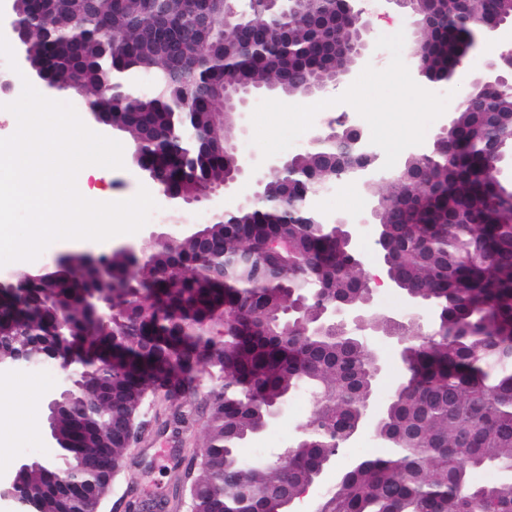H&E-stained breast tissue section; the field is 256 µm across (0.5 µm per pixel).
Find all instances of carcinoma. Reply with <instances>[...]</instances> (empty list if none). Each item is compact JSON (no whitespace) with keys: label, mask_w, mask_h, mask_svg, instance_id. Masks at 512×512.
I'll use <instances>...</instances> for the list:
<instances>
[{"label":"carcinoma","mask_w":512,"mask_h":512,"mask_svg":"<svg viewBox=\"0 0 512 512\" xmlns=\"http://www.w3.org/2000/svg\"><path fill=\"white\" fill-rule=\"evenodd\" d=\"M28 66L52 83L73 74L105 93L135 144L154 140L135 164L155 172L168 192L196 195L237 168L229 142L232 115L225 89L308 96L354 62L351 20L328 14L317 35L307 19L271 22L255 14L216 32L189 36L190 0H21ZM512 20V0L443 6L434 28L414 31L428 47L438 81L471 47L475 21ZM512 139V88L501 87L454 116L451 156L410 155L391 177L373 223L395 246L393 263L406 291L419 293L455 326L445 340L411 341L406 379L396 388L379 433L390 452L352 462L321 512H512V207L489 168L485 143ZM293 175L264 183L265 202L236 208L193 235L158 241L154 261L138 265L121 250L100 256L111 271L88 280L84 254L71 253L21 292L0 296V358L27 352L34 366L48 352L55 311L82 309L90 288L118 303L112 319L90 329L78 318L63 356L85 357L58 429L62 461L79 455L121 463L127 442L110 434L111 419L136 418L168 369L174 385L202 367L221 380L211 390L195 482L201 512H261L299 494L330 467L360 429L363 398L373 392L375 358L340 328L312 330L309 312L338 300L359 302L362 288L351 249L314 207L324 191L353 179L360 151L329 134L291 157ZM222 327L219 336L213 329ZM112 368V405L96 397L100 368ZM312 398L305 442L277 463L240 454L267 407L294 394ZM493 467L507 478L476 484L472 471ZM56 467L25 475L38 491V512H93L85 484L55 485Z\"/></svg>","instance_id":"obj_1"}]
</instances>
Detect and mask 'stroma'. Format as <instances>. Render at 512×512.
Returning <instances> with one entry per match:
<instances>
[{"instance_id":"35a3bbf8","label":"stroma","mask_w":512,"mask_h":512,"mask_svg":"<svg viewBox=\"0 0 512 512\" xmlns=\"http://www.w3.org/2000/svg\"><path fill=\"white\" fill-rule=\"evenodd\" d=\"M359 5L371 28V47L367 53L351 65L339 82L315 96L288 97L273 91L258 95L236 117L232 139L240 155L256 160L254 179L265 182L274 176L272 161L307 151L319 133L350 125L362 130L380 154L379 171L370 185L357 180L341 183L332 193L318 196L315 206L326 217H340L353 223V245L360 259L358 272L370 278L379 273L380 263L375 246L376 228L364 223V216L378 197L388 193L392 171L408 155L431 148L440 128L453 118L456 103L468 94L478 63L500 54L505 45L496 40L478 41L440 89L418 94L414 91L412 72L406 67L412 35L410 17L387 0H359ZM443 92L451 99V106H436L435 101ZM146 183L144 173L129 161L123 168L106 169L101 178L87 180L89 187L106 191L113 201L133 197ZM151 195L157 208L137 233L102 242H54L36 260L0 267V283L9 282L21 271L53 267L59 256L69 251L97 252L124 246L148 250L154 242V232L159 224L165 223L170 210L168 200L159 190H152ZM370 349L382 366L373 395L374 406L382 410L404 380L406 367L392 340H378ZM61 375L56 365L34 375L0 370V486L11 482L20 463L27 458H37L45 465L57 462L59 450L50 438L46 415ZM208 393V388L203 387L197 396L180 398L172 408L158 409L157 421L128 449L122 471L103 505L104 512H112L123 498L170 493L173 476L183 470L182 457L200 452L206 426L205 415H195L186 423L174 421L173 415L191 410ZM312 410L305 397L299 406H287L266 429L249 438L240 450L241 455H249L255 449L265 453L286 447Z\"/></svg>"}]
</instances>
